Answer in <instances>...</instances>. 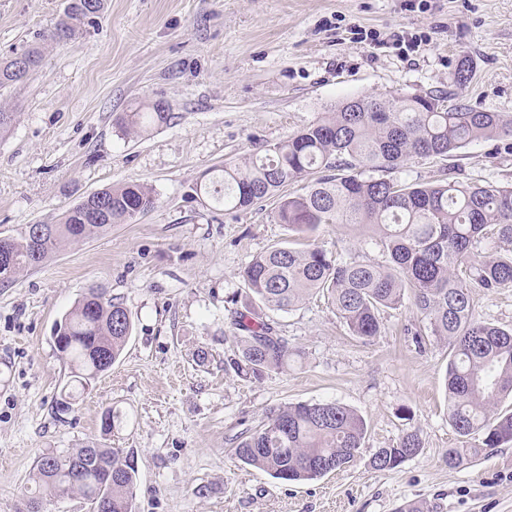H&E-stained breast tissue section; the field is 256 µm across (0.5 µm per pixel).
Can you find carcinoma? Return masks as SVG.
Instances as JSON below:
<instances>
[{
  "mask_svg": "<svg viewBox=\"0 0 512 512\" xmlns=\"http://www.w3.org/2000/svg\"><path fill=\"white\" fill-rule=\"evenodd\" d=\"M104 9V0H67L63 17L43 40L64 43L78 25ZM42 61L31 47L0 62V86L35 71ZM473 62L463 59L453 75L455 103L437 95L361 96L340 103L302 132L285 141L224 164L220 179L204 193L227 210H246L288 185L301 188L281 198L274 221L294 236L307 237L323 224L368 230L363 243L378 249L386 263L351 252L331 254L291 240L257 255L240 272L249 297L273 311H291L320 294L336 310L350 335L364 343L381 332V314L397 309L411 292L427 330L412 332L423 345L425 332L448 344L446 392L448 420L462 446L449 448L450 469L473 463L486 451L512 442V412L497 405L512 397V329L478 319L473 290L512 288V256L479 252L486 240L512 245V186L478 185L459 180L421 185L387 177L414 157L446 160L484 141L512 137V117L481 112L460 99L470 82ZM171 119L155 103L149 111L127 112L116 120L125 135L141 134ZM319 177L304 183L307 176ZM379 177H373V174ZM100 216L85 219L80 200L57 224H44L34 239L24 231L0 237V283L40 265L66 244H77L127 224L151 209L157 198L143 184L95 192ZM244 332L233 368L261 379L284 367L289 348L274 322L250 308L236 312ZM133 331L123 303L91 287L62 317L54 345L69 367L60 413L92 381L112 367ZM367 425L354 410L337 402H301L270 410L261 424L236 445L244 464L282 482L313 480L346 468L362 447ZM480 436L479 443L468 440ZM418 432L403 434L370 459L375 470H392L422 451ZM119 451L88 444L60 455L43 454L35 464L41 487L58 498H80L107 512H133L137 469L114 470Z\"/></svg>",
  "mask_w": 512,
  "mask_h": 512,
  "instance_id": "cac0c4a2",
  "label": "carcinoma"
}]
</instances>
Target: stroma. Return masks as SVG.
<instances>
[{
	"instance_id": "1",
	"label": "stroma",
	"mask_w": 512,
	"mask_h": 512,
	"mask_svg": "<svg viewBox=\"0 0 512 512\" xmlns=\"http://www.w3.org/2000/svg\"><path fill=\"white\" fill-rule=\"evenodd\" d=\"M66 0H0V60L40 45L27 78L0 88L12 112L0 129V236L54 224L81 197L144 183L155 207L0 284V512H19L40 455L94 442L133 455L135 512H512V443L462 470L444 387L445 341L416 346L411 302L382 316L379 336H350L323 298L276 322L290 355L263 380L229 366L247 301L240 276L254 255L287 241L278 197L244 211L197 195L225 162L294 135L358 96L447 94L462 58L474 72L473 108L512 116V0H106L71 41L40 42ZM374 31L380 45L358 42ZM428 36L405 57L382 42L394 31ZM162 103L172 118L124 135L116 118ZM460 180L512 183V149L481 142L453 160ZM129 310L133 335L112 369L72 410L55 404L68 369L56 323L88 288ZM205 362H198V354ZM335 401L367 435L356 461L304 482L243 464L232 440L275 407ZM112 411L111 434L101 416ZM423 450L393 470L369 460L405 432ZM207 486L205 495L197 487Z\"/></svg>"
}]
</instances>
